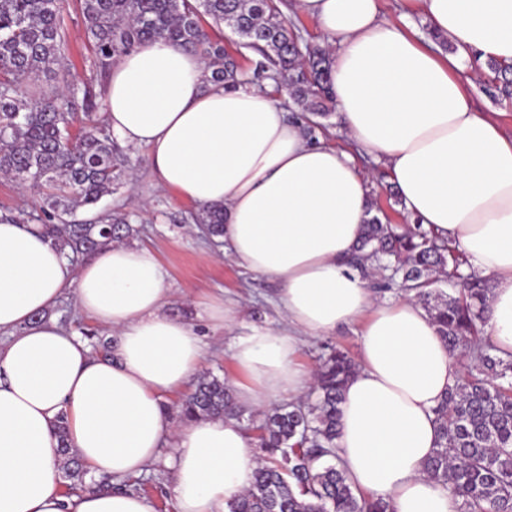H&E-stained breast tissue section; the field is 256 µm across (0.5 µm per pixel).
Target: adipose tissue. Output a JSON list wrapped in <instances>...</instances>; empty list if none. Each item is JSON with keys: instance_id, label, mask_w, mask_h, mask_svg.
Segmentation results:
<instances>
[{"instance_id": "obj_1", "label": "adipose tissue", "mask_w": 512, "mask_h": 512, "mask_svg": "<svg viewBox=\"0 0 512 512\" xmlns=\"http://www.w3.org/2000/svg\"><path fill=\"white\" fill-rule=\"evenodd\" d=\"M294 0L331 53V87L349 140L385 168L410 222L451 241L491 281L485 331L512 353V132L477 110L463 77L474 54L512 64V0ZM422 17L435 37H419ZM204 60L162 40L139 45L110 75L114 138L150 150L158 181L198 206L224 208V251L279 285L287 328L236 337L240 404L299 399L313 377L304 337L362 326L336 441L352 487L394 512H458L424 465L439 441L434 410L456 365L414 300L376 303L347 260L361 237L369 179L326 138L308 140L270 88L227 89ZM111 329L92 354L48 317L65 292ZM156 253L113 244L80 267L32 224L0 222V512H154L132 491L60 492L57 435L99 476L122 479L164 462L175 512H227L253 481L241 423L190 419L162 401L200 368L194 327L171 316Z\"/></svg>"}]
</instances>
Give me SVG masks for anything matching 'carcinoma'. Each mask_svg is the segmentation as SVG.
<instances>
[{
  "label": "carcinoma",
  "instance_id": "1",
  "mask_svg": "<svg viewBox=\"0 0 512 512\" xmlns=\"http://www.w3.org/2000/svg\"><path fill=\"white\" fill-rule=\"evenodd\" d=\"M87 50L100 78L142 42L162 39L208 62L210 81L226 88L269 80L297 107L296 119L315 137L321 118L336 110L327 48L304 40L284 14L282 0H78ZM229 28L257 59L252 73L240 68L217 35ZM68 51L62 0H0V175L48 190L39 213L0 218L37 224L70 263L92 256L139 230L112 210L88 220L76 210L94 209L112 194L121 159L100 109L105 89L80 86L64 66ZM499 90L512 98V66L492 63ZM47 76L55 85L38 84ZM80 123L74 128V123ZM374 214L363 226L353 265H375L401 278L403 295L431 316L456 360V379L435 408L441 441L426 464L428 478L460 500L458 512H512V358L481 338L488 280L465 273L456 247L421 224L384 223ZM197 223L220 237L224 210H198ZM452 293L435 288L437 275ZM355 363L327 348L315 373L312 400L261 412L257 462L251 487L228 505L230 512H393L389 501L358 495L336 453L340 405ZM181 420L243 416L229 386L214 375L199 378L175 407ZM68 493L85 490L84 466L58 424Z\"/></svg>",
  "mask_w": 512,
  "mask_h": 512
}]
</instances>
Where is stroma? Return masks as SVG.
Returning <instances> with one entry per match:
<instances>
[{
	"mask_svg": "<svg viewBox=\"0 0 512 512\" xmlns=\"http://www.w3.org/2000/svg\"><path fill=\"white\" fill-rule=\"evenodd\" d=\"M64 17L71 73L79 81L96 83V72L84 50L85 34L76 0H67ZM466 65L468 72L477 76L471 88L476 106L484 112L498 113L504 128L512 131V102L497 101L491 96L494 73L474 57L468 58ZM124 154L123 183L111 197L112 208L126 215L130 223L142 226L141 242L156 251L171 290L169 312L193 325L202 340L201 373L230 378L234 338L254 326L281 327L276 306L277 284L271 278L248 271L226 255L222 245L201 239L192 219L197 211L195 204L159 183L147 147H128ZM217 292L236 301L240 308V322L233 329L214 328L198 315V300ZM50 314L71 332L84 330L103 340L111 337L109 328L77 309L73 294L63 295ZM326 342L347 350L351 356H359L361 327L342 326L325 338H305L301 361L306 367L317 368L320 346ZM139 483L141 495L151 501L154 512H175L170 470L161 465L149 466L140 475Z\"/></svg>",
	"mask_w": 512,
	"mask_h": 512,
	"instance_id": "35a3bbf8",
	"label": "stroma"
}]
</instances>
